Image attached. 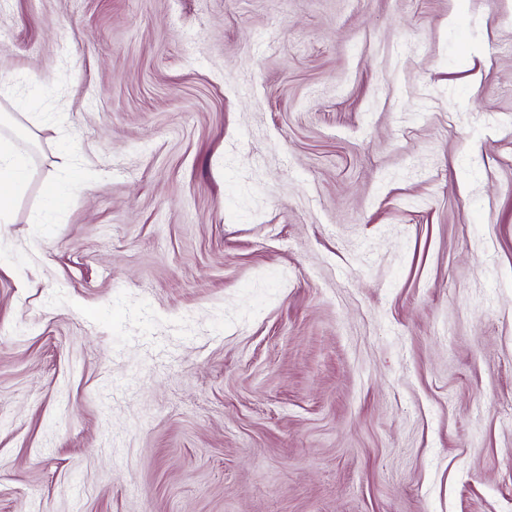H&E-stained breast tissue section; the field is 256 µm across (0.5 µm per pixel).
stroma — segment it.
Returning a JSON list of instances; mask_svg holds the SVG:
<instances>
[{
  "label": "stroma",
  "mask_w": 512,
  "mask_h": 512,
  "mask_svg": "<svg viewBox=\"0 0 512 512\" xmlns=\"http://www.w3.org/2000/svg\"><path fill=\"white\" fill-rule=\"evenodd\" d=\"M0 74V512H512V0H0ZM30 164L26 143L19 137L0 135V221L9 217L14 194L25 185Z\"/></svg>",
  "instance_id": "1"
}]
</instances>
